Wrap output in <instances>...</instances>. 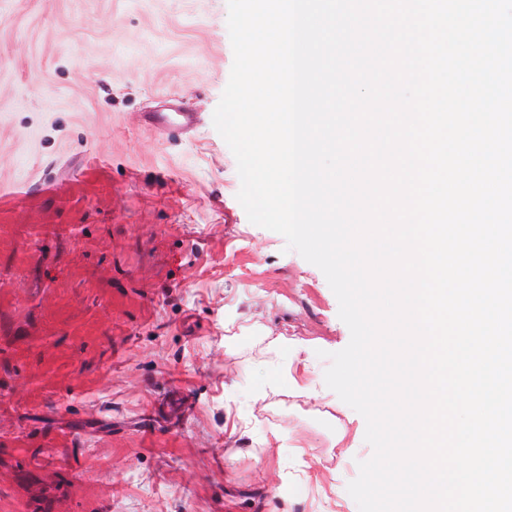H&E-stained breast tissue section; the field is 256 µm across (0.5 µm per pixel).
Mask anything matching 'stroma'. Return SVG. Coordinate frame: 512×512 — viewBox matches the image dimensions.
<instances>
[{"label":"stroma","mask_w":512,"mask_h":512,"mask_svg":"<svg viewBox=\"0 0 512 512\" xmlns=\"http://www.w3.org/2000/svg\"><path fill=\"white\" fill-rule=\"evenodd\" d=\"M227 18V0H0V512H359L364 418L295 392L350 330L323 272L249 221L213 126ZM173 99L193 130L144 123ZM258 336L308 353L254 403ZM177 390L189 414L156 417Z\"/></svg>","instance_id":"35a3bbf8"}]
</instances>
